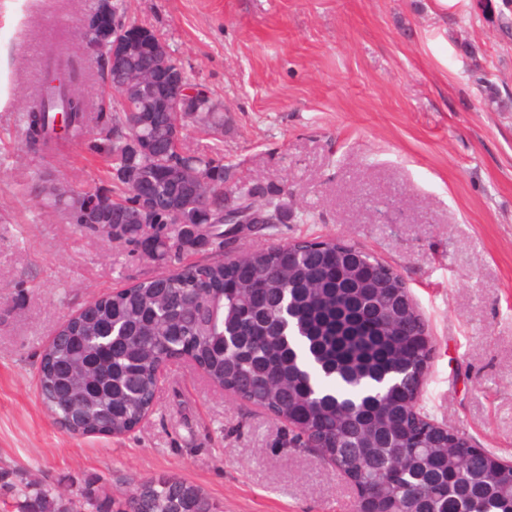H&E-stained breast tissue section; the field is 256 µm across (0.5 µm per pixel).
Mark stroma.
<instances>
[{
  "label": "stroma",
  "mask_w": 512,
  "mask_h": 512,
  "mask_svg": "<svg viewBox=\"0 0 512 512\" xmlns=\"http://www.w3.org/2000/svg\"><path fill=\"white\" fill-rule=\"evenodd\" d=\"M97 2L0 0V512H16L26 482L122 500L160 475L221 512H353L332 466L186 364L124 436H74L45 412L35 374L48 337L87 301L160 271L31 190L47 168L76 192L108 178L78 142L32 153L21 122L56 21L79 28ZM126 14L222 115L213 129L186 124V147H220L235 179L288 205L235 249L322 236L396 268L435 346L421 405L512 459V111L498 107L512 103V0H126Z\"/></svg>",
  "instance_id": "stroma-1"
}]
</instances>
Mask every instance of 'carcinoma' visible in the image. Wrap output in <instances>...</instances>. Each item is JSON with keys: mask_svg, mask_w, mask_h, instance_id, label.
<instances>
[{"mask_svg": "<svg viewBox=\"0 0 512 512\" xmlns=\"http://www.w3.org/2000/svg\"><path fill=\"white\" fill-rule=\"evenodd\" d=\"M79 39L111 89L125 72H142L170 57L151 32L146 49L117 69L100 39L84 31ZM64 108L71 113L67 136L86 137L85 100L46 82L38 103L22 116L30 150L48 154L57 148L56 114ZM215 109L209 97L184 103L179 112L136 96L117 112L101 103L88 147L107 159L115 189L88 188L78 197L108 201L116 195L104 215L117 235L133 243L154 229L132 196V181L153 167L180 162L203 184L194 198L183 187L161 184L150 202L152 214L167 221L149 253L163 271L104 295L64 322L61 337L44 346L37 387L46 410L72 433L124 435L150 411L158 366L188 349L215 386L228 383L243 393V401L299 423L293 444L307 446L312 432L330 434L331 451L374 491L380 512L402 496L421 512H436L444 501L473 512H512V469L488 458L427 449L432 431L411 427L402 388L425 350L412 329L392 320L403 287L396 273L323 237L242 251L236 266L224 262L221 251L233 227L209 219L243 202L279 213L284 204L253 182L224 187L229 174L219 152L184 156L180 128L188 121L217 124ZM206 244L217 255L176 265ZM197 494L204 491L161 475L143 487L135 508L184 512ZM17 497L20 512L129 508L124 501L113 509L112 498L101 499L92 489L63 499L48 487L26 483Z\"/></svg>", "mask_w": 512, "mask_h": 512, "instance_id": "obj_1", "label": "carcinoma"}]
</instances>
